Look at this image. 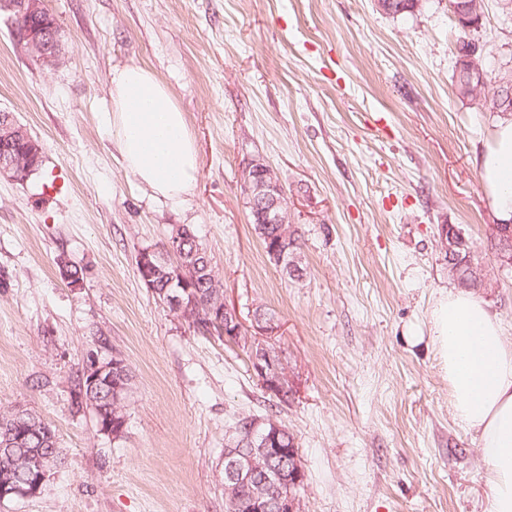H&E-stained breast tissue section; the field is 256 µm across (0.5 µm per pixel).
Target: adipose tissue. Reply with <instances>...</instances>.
Returning a JSON list of instances; mask_svg holds the SVG:
<instances>
[{
    "mask_svg": "<svg viewBox=\"0 0 512 512\" xmlns=\"http://www.w3.org/2000/svg\"><path fill=\"white\" fill-rule=\"evenodd\" d=\"M112 136L128 170L164 197L186 192L199 162L185 116L149 69L112 78ZM478 166L495 219L512 223V120L501 122ZM429 332L448 373L453 417L479 441L489 497L485 512H512V345L500 319L473 291L452 288L433 307Z\"/></svg>",
    "mask_w": 512,
    "mask_h": 512,
    "instance_id": "obj_1",
    "label": "adipose tissue"
}]
</instances>
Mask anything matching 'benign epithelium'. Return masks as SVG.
I'll list each match as a JSON object with an SVG mask.
<instances>
[{
    "mask_svg": "<svg viewBox=\"0 0 512 512\" xmlns=\"http://www.w3.org/2000/svg\"><path fill=\"white\" fill-rule=\"evenodd\" d=\"M15 12V32L23 47L31 52L38 61L53 66L59 61V32L53 27L44 25L32 26L28 20L46 15L43 0H15L11 5ZM20 179L17 171L16 158L6 152L5 144L0 143V176ZM242 185L246 198V207L255 218L257 233L267 239L268 249L277 267L285 274H295L298 269V255L294 250L295 233L293 225L288 223V207L283 187L269 165L260 158L251 159L242 169ZM278 226L276 237L267 236L269 225ZM155 253L144 250L138 255V271L147 287H153ZM192 266L181 263L180 268L172 275L170 283L177 288L166 287L155 292L160 302L170 311L188 323L193 322L194 314L186 304L185 296L191 292L194 275L190 273ZM221 313L224 314V338L255 349L251 357V370L261 386L268 393L280 395L285 388L287 374L281 360L274 357V350L263 338L252 334L245 327L237 310L228 303H223ZM119 367L117 361H102L92 354L85 364L86 375L89 376L90 390L98 392L112 403V408L120 410L125 403L127 389L122 381L115 377L114 369ZM285 428L273 417H250L243 429H231L224 444V499H235L237 490L242 485L252 482L256 475L263 474L262 482L255 486L250 497L249 512H268L275 506L277 512H298L297 499L292 494H277L279 487L277 477L266 470V460L271 452L279 449L280 435ZM252 440V451L241 452L244 435ZM47 473L17 484L9 479H0V501L9 497H32L40 493L46 481Z\"/></svg>",
    "mask_w": 512,
    "mask_h": 512,
    "instance_id": "obj_1",
    "label": "benign epithelium"
}]
</instances>
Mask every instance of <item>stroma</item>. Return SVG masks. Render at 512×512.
<instances>
[{
    "label": "stroma",
    "instance_id": "35a3bbf8",
    "mask_svg": "<svg viewBox=\"0 0 512 512\" xmlns=\"http://www.w3.org/2000/svg\"><path fill=\"white\" fill-rule=\"evenodd\" d=\"M61 63H34L0 12V111L42 148L0 176V413L36 411L66 464L0 512H225L224 438L276 415L295 439L301 512H485L478 441L453 418L429 336L453 285L442 226L462 231L498 285L482 298L512 344V274L498 270L476 158L501 118L454 94L464 31L449 0L392 16L377 0H44ZM488 76L512 67V13L484 0ZM150 69L185 114L199 175L176 199L126 169L112 139V77ZM275 171L302 279L269 261L241 172ZM191 226L245 323L274 313L288 371L278 403L246 351L202 335L140 280ZM82 268L71 288L60 261ZM134 379L120 437L73 411L90 354Z\"/></svg>",
    "mask_w": 512,
    "mask_h": 512
}]
</instances>
